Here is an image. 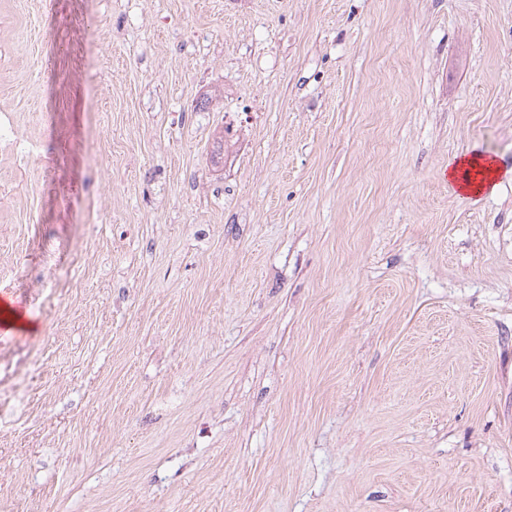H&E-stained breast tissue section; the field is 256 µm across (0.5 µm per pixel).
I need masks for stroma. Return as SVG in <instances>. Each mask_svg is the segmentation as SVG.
Returning a JSON list of instances; mask_svg holds the SVG:
<instances>
[{"mask_svg":"<svg viewBox=\"0 0 512 512\" xmlns=\"http://www.w3.org/2000/svg\"><path fill=\"white\" fill-rule=\"evenodd\" d=\"M0 110V512H512V0H0ZM501 175L496 161L480 152H466L448 162V180L460 192L470 195L491 189Z\"/></svg>","mask_w":512,"mask_h":512,"instance_id":"stroma-1","label":"stroma"}]
</instances>
